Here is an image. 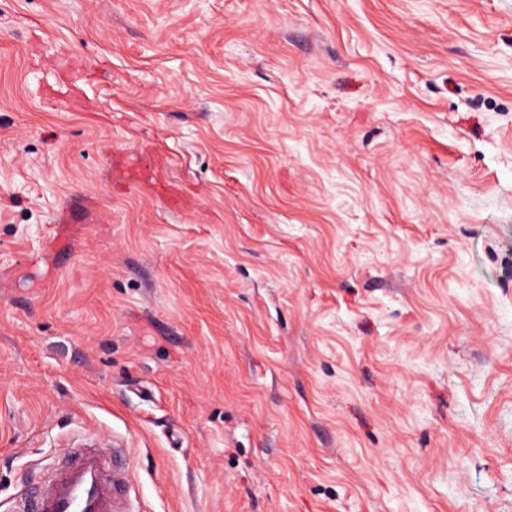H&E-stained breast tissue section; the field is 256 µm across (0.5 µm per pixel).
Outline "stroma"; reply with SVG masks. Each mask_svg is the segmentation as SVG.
<instances>
[{"mask_svg": "<svg viewBox=\"0 0 512 512\" xmlns=\"http://www.w3.org/2000/svg\"><path fill=\"white\" fill-rule=\"evenodd\" d=\"M91 439L141 512H512V0H0V512Z\"/></svg>", "mask_w": 512, "mask_h": 512, "instance_id": "stroma-1", "label": "stroma"}]
</instances>
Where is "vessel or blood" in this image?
<instances>
[{
  "mask_svg": "<svg viewBox=\"0 0 512 512\" xmlns=\"http://www.w3.org/2000/svg\"><path fill=\"white\" fill-rule=\"evenodd\" d=\"M131 470L124 448H69L17 512H131Z\"/></svg>",
  "mask_w": 512,
  "mask_h": 512,
  "instance_id": "1",
  "label": "vessel or blood"
}]
</instances>
